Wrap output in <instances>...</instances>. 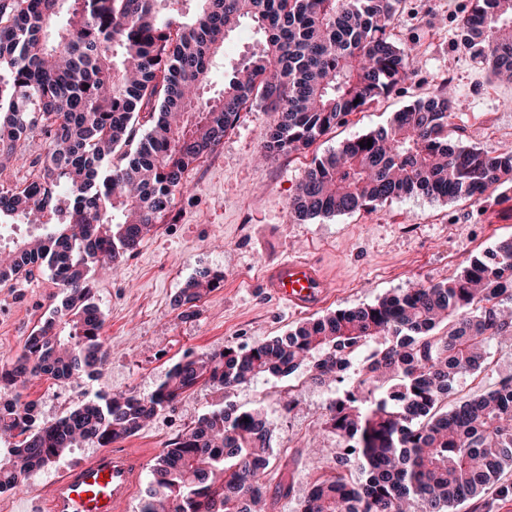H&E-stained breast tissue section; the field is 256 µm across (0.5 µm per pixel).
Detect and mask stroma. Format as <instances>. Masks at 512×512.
<instances>
[{"mask_svg": "<svg viewBox=\"0 0 512 512\" xmlns=\"http://www.w3.org/2000/svg\"><path fill=\"white\" fill-rule=\"evenodd\" d=\"M468 0H402L392 23L400 45H414L412 75L392 93L353 113L311 150L265 160L260 145L273 113L256 107L242 114L221 144L187 174L190 190L154 234L144 237L120 267L97 276L95 301L103 315L107 360L94 378L63 383L42 377L23 390L43 406L50 422L99 392L152 393L176 363L227 346H253L282 336L307 316L274 300L261 285L264 268L295 256L316 262L330 288L322 314L373 303L457 276L472 260L512 239V190L499 186L478 202L409 195L368 210L298 220L289 204L313 154L324 155L365 132L388 125L395 112L435 95L441 83L463 112L448 134L488 154L512 144V83L494 81L466 50L458 20ZM223 273L224 282L183 316L173 299L197 270ZM60 290L49 270L0 285V365L22 353L25 341L56 305ZM512 374V350L492 353L485 371L458 380L444 402L490 390ZM330 397L326 387L301 384L297 376L268 375L231 393L201 385L184 393L137 434L126 448H144L153 465L166 444L204 414L232 403L261 407L275 432L273 457L264 475L271 512H297L310 484L346 447L322 430ZM81 445L39 471L26 488L0 493V512H45L41 492L62 470L87 459ZM294 484L292 497L278 495ZM457 512H512V470Z\"/></svg>", "mask_w": 512, "mask_h": 512, "instance_id": "35a3bbf8", "label": "stroma"}]
</instances>
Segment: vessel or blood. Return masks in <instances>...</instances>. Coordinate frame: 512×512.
Returning <instances> with one entry per match:
<instances>
[{
	"label": "vessel or blood",
	"instance_id": "b4317fda",
	"mask_svg": "<svg viewBox=\"0 0 512 512\" xmlns=\"http://www.w3.org/2000/svg\"><path fill=\"white\" fill-rule=\"evenodd\" d=\"M262 286L296 310L319 308L328 293V281L317 265L293 256L270 264ZM143 471L142 452L100 449L87 461L64 470L43 490L47 512H117L133 498Z\"/></svg>",
	"mask_w": 512,
	"mask_h": 512
}]
</instances>
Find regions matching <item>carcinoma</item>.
I'll return each mask as SVG.
<instances>
[{
    "mask_svg": "<svg viewBox=\"0 0 512 512\" xmlns=\"http://www.w3.org/2000/svg\"><path fill=\"white\" fill-rule=\"evenodd\" d=\"M401 2L0 0V175L30 137L49 142L29 177L0 178V228H36L0 246V284L45 266L62 295L22 354L0 367V392H15L0 404V490L78 444L109 448L136 434L199 384L228 393L304 368L309 383L339 386L324 424L350 453L314 480L301 512H451L512 469V374L441 410L456 382L512 337V239L449 282L179 362L147 396L97 393L39 424L34 402L16 393L34 378L100 371L107 350L92 273L119 265L163 222L190 166L242 112L276 113L262 136L263 155L275 157L310 148L408 77L412 48L390 33ZM244 23L258 43L224 73L219 93L204 95L213 59ZM460 25L474 60L495 78L512 74V0H470ZM451 109L442 93L418 100L314 157L292 209L314 219L411 194L475 202L512 180V147L489 156L450 140ZM221 280L197 272L176 305L196 306ZM272 435L257 408L229 403L203 415L158 457L140 512H267Z\"/></svg>",
    "mask_w": 512,
    "mask_h": 512,
    "instance_id": "1",
    "label": "carcinoma"
}]
</instances>
